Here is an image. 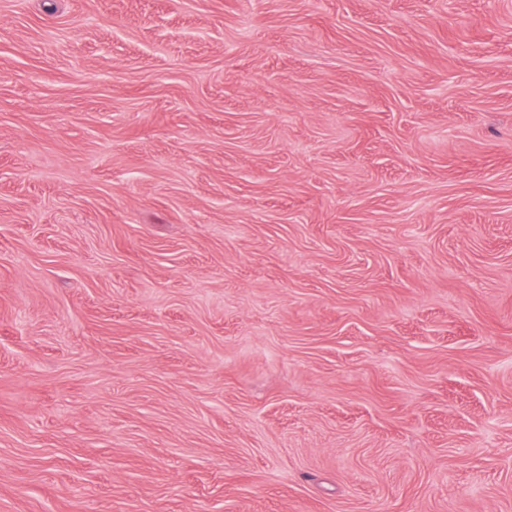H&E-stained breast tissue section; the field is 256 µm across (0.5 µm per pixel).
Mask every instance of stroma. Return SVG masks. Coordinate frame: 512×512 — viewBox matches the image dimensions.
<instances>
[{
  "label": "stroma",
  "instance_id": "35a3bbf8",
  "mask_svg": "<svg viewBox=\"0 0 512 512\" xmlns=\"http://www.w3.org/2000/svg\"><path fill=\"white\" fill-rule=\"evenodd\" d=\"M0 512H512V0H0Z\"/></svg>",
  "mask_w": 512,
  "mask_h": 512
}]
</instances>
